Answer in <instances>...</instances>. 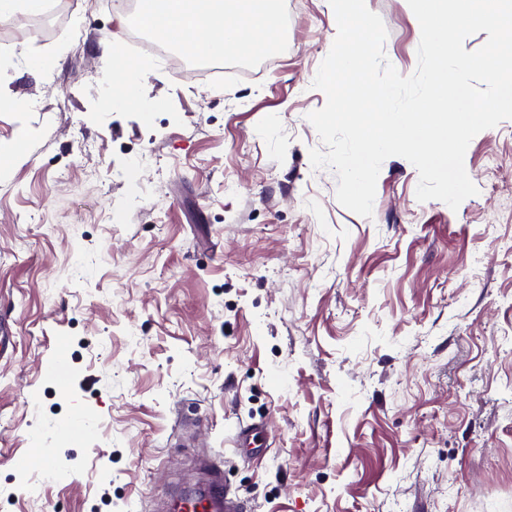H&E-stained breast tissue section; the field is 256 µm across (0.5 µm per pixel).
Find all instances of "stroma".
<instances>
[{
    "instance_id": "obj_1",
    "label": "stroma",
    "mask_w": 512,
    "mask_h": 512,
    "mask_svg": "<svg viewBox=\"0 0 512 512\" xmlns=\"http://www.w3.org/2000/svg\"><path fill=\"white\" fill-rule=\"evenodd\" d=\"M54 2L0 25V512H164L206 457L243 512H512V119L458 209L392 156L363 217L309 158L329 0L253 74L141 58L149 112L109 104L122 15ZM366 5L412 75L407 0Z\"/></svg>"
}]
</instances>
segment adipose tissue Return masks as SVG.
Here are the masks:
<instances>
[{"label": "adipose tissue", "mask_w": 512, "mask_h": 512, "mask_svg": "<svg viewBox=\"0 0 512 512\" xmlns=\"http://www.w3.org/2000/svg\"><path fill=\"white\" fill-rule=\"evenodd\" d=\"M145 20L190 53L234 56L268 47L275 18L258 0H155Z\"/></svg>", "instance_id": "adipose-tissue-1"}]
</instances>
